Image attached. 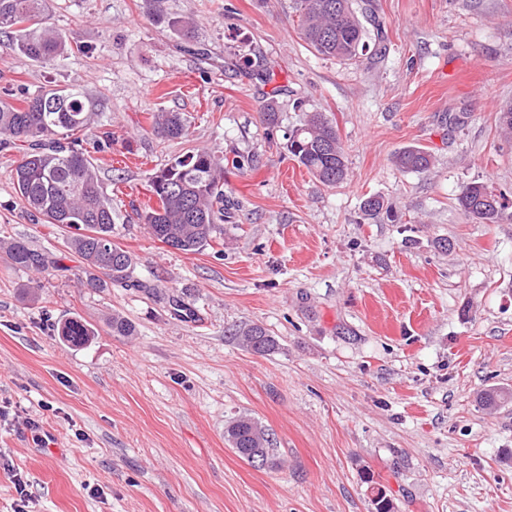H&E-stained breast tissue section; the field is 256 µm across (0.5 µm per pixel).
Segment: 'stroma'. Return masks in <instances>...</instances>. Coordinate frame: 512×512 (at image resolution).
Wrapping results in <instances>:
<instances>
[{"instance_id": "35a3bbf8", "label": "stroma", "mask_w": 512, "mask_h": 512, "mask_svg": "<svg viewBox=\"0 0 512 512\" xmlns=\"http://www.w3.org/2000/svg\"><path fill=\"white\" fill-rule=\"evenodd\" d=\"M380 21L384 52L326 59L304 41L296 0H163L197 30L184 39L143 0H46L79 43L42 63L0 33V92L12 103L49 83L98 104L91 132L112 197V239L140 287L81 286L70 228L34 217L0 148V242L55 257L40 272L0 259V512H372V472L395 512H512V208L496 224L460 210L471 183L512 199V0H354ZM275 109L276 127L263 120ZM180 112L184 137L150 132ZM336 126L348 177L321 184L287 148L307 113ZM434 156L423 172L395 155ZM223 154L233 202L223 237L183 253L138 214L152 173ZM398 214L372 217L364 198ZM122 316L130 336L113 335ZM80 317L95 336L57 334ZM278 341L240 347L233 326ZM248 414L275 467L224 439ZM42 422L34 447L19 417ZM395 163L404 171L420 172L431 166L432 155L423 148L407 147L396 154ZM234 339L246 350L267 355L277 347V340L258 324H242L235 330Z\"/></svg>"}]
</instances>
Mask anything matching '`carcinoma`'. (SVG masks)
Masks as SVG:
<instances>
[{"label": "carcinoma", "instance_id": "obj_1", "mask_svg": "<svg viewBox=\"0 0 512 512\" xmlns=\"http://www.w3.org/2000/svg\"><path fill=\"white\" fill-rule=\"evenodd\" d=\"M159 0H145L157 21L184 36L194 33L189 18L169 17L157 8ZM301 33L319 55L342 61H358L364 55L367 31L353 7V0H297ZM16 32L14 50L19 59L40 62L67 50L70 40L47 25L44 0H0V31ZM94 105L78 89L51 87L23 99L16 107L0 100V146L15 141L25 144L11 171L16 193L29 211L49 224L73 228L69 249L85 264L87 288H102L106 281L126 283L132 278V259L112 242L111 199L100 182L91 154L112 148V132L80 139L76 133L89 128ZM153 132L165 139H177L187 131L180 112H157ZM288 151L322 184L334 187L347 180L345 149L333 125L316 112L291 131ZM398 168L420 172L432 163L429 151L407 147L395 156ZM148 187L158 206L140 214L148 233L164 245L193 253L222 233L224 222V157L211 150H199L155 171ZM459 207L481 224H496L508 208L505 198L480 183L466 186L457 197ZM6 259L13 266L45 271L48 264L40 252L23 241L10 243ZM106 278H101V275ZM62 339L73 346L86 343L93 328L78 319L65 321L59 329ZM234 339L246 350L267 355L277 340L258 324H242ZM512 398L510 390H488L480 402L494 409ZM224 438L244 461L253 463L260 455L265 463L278 465L264 426L250 415H240L228 423ZM364 483L371 488L373 512H394L386 487L366 472Z\"/></svg>", "mask_w": 512, "mask_h": 512}]
</instances>
